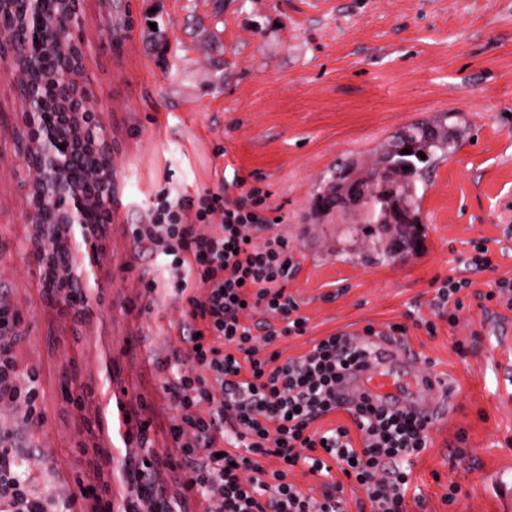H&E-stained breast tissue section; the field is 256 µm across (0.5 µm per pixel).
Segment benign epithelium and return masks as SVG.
<instances>
[{
    "label": "benign epithelium",
    "mask_w": 512,
    "mask_h": 512,
    "mask_svg": "<svg viewBox=\"0 0 512 512\" xmlns=\"http://www.w3.org/2000/svg\"><path fill=\"white\" fill-rule=\"evenodd\" d=\"M34 9L28 19L33 26L28 29L31 39L40 41L50 37L41 13L35 8L39 0H29ZM17 98L19 123L16 132L25 143V149L18 151L30 175V222L44 223L43 214L51 212L58 224L77 225L83 229L86 248L72 253L74 271L84 280L95 268V253L101 233L98 224L86 220V215L102 204L112 206L116 198V172L110 166L86 167L83 156L65 147L61 123L72 119L73 114L61 113L58 118L40 111V97L24 79L22 72L12 81ZM78 123L82 135L91 148L112 151L95 112H80ZM376 189H370L358 178L350 177L336 183L334 199L336 206L344 210L368 216L372 206L371 197Z\"/></svg>",
    "instance_id": "obj_1"
}]
</instances>
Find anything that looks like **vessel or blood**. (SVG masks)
Segmentation results:
<instances>
[{
    "label": "vessel or blood",
    "instance_id": "obj_1",
    "mask_svg": "<svg viewBox=\"0 0 512 512\" xmlns=\"http://www.w3.org/2000/svg\"><path fill=\"white\" fill-rule=\"evenodd\" d=\"M345 392L367 397L379 407L408 410L421 418H436L439 409L436 383L416 376L413 360L393 342L381 345L376 354L344 386Z\"/></svg>",
    "mask_w": 512,
    "mask_h": 512
}]
</instances>
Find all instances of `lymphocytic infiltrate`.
I'll list each match as a JSON object with an SVG mask.
<instances>
[{
  "label": "lymphocytic infiltrate",
  "instance_id": "lymphocytic-infiltrate-1",
  "mask_svg": "<svg viewBox=\"0 0 512 512\" xmlns=\"http://www.w3.org/2000/svg\"><path fill=\"white\" fill-rule=\"evenodd\" d=\"M232 186L237 196L164 190L151 223L132 231L142 254L167 259L163 279L145 282L146 298L170 297L180 308L179 344L156 368L175 412L170 433L181 443L182 460L131 458L127 474L136 494L125 512H142L146 503L154 512H177L176 502L190 500L197 512H346L342 483L329 479L335 469L362 491L360 512H407L404 462L427 448L429 423L359 398L351 402L353 427L315 429L341 408L336 384L367 359L375 331L327 336L296 358L274 351L277 339L305 331L288 292L297 265L277 222L259 214L266 192L240 179ZM210 223L214 231L201 233L200 225ZM82 244L79 229L55 225L40 264L44 294L76 318L92 295L70 272L69 250ZM19 323L0 298V407L18 412L27 427L20 433L0 426V512H112L108 504L88 510L85 491L59 499L33 490L22 450L28 430L43 422L40 373L17 359ZM264 346L269 355H261ZM354 427L362 433L358 448ZM301 464L327 476L320 496L289 481ZM164 466L175 475L178 500L168 499L160 484Z\"/></svg>",
  "mask_w": 512,
  "mask_h": 512
}]
</instances>
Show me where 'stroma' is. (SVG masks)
I'll list each match as a JSON object with an SVG mask.
<instances>
[{
	"instance_id": "obj_1",
	"label": "stroma",
	"mask_w": 512,
	"mask_h": 512,
	"mask_svg": "<svg viewBox=\"0 0 512 512\" xmlns=\"http://www.w3.org/2000/svg\"><path fill=\"white\" fill-rule=\"evenodd\" d=\"M156 27L169 42L162 61ZM75 31L78 82L119 184L80 323L42 292L16 97L0 75V296L20 317L18 359L41 370L44 389L34 490L62 497L108 479L112 512H122L129 456L180 458L155 360L177 345L181 317L170 300L143 309V282L161 275L162 261L136 258L130 227L146 223L161 190L218 192L238 176L267 192L265 215L280 219L298 266L288 291L307 331L277 349L297 357L330 334L401 323L416 369L440 381L447 405L411 467L409 512H512L486 482L512 471V406L497 398V364L512 361V343L490 328L506 307L481 298L512 278V0H224L218 17L211 0H81ZM209 32L223 47L220 75ZM460 116L470 146L427 166L418 247L377 263L337 254V238L359 220L316 212L336 167L363 164L402 127ZM478 240L494 271L462 265ZM451 276L471 283L455 328L435 307ZM105 390L147 402V447L96 429Z\"/></svg>"
}]
</instances>
